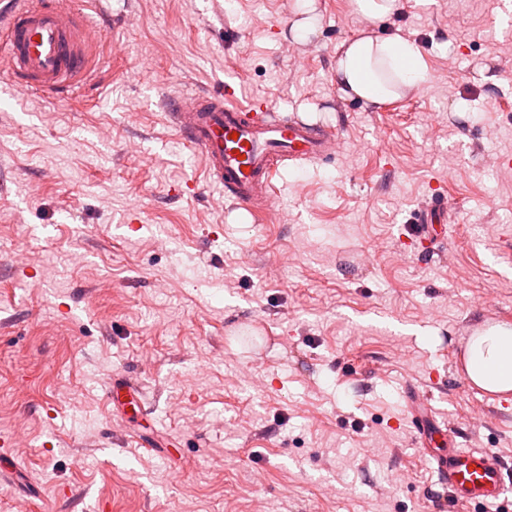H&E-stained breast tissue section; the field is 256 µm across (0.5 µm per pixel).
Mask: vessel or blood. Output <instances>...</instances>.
<instances>
[{
	"instance_id": "b4317fda",
	"label": "vessel or blood",
	"mask_w": 512,
	"mask_h": 512,
	"mask_svg": "<svg viewBox=\"0 0 512 512\" xmlns=\"http://www.w3.org/2000/svg\"><path fill=\"white\" fill-rule=\"evenodd\" d=\"M101 35L100 26L70 0H7L0 6V69L18 93L72 96L92 78ZM170 117L181 140L200 152L207 181L255 218L274 201L282 161L324 160L336 152L335 139L305 122L275 118L266 100L240 102L230 79L223 92L174 100ZM446 215L442 201L420 210V235L443 234ZM406 400L419 452L449 500L467 512L504 500L512 491V468L483 448L439 452L434 442L444 429L435 409L414 389Z\"/></svg>"
}]
</instances>
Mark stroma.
<instances>
[{
    "label": "stroma",
    "mask_w": 512,
    "mask_h": 512,
    "mask_svg": "<svg viewBox=\"0 0 512 512\" xmlns=\"http://www.w3.org/2000/svg\"><path fill=\"white\" fill-rule=\"evenodd\" d=\"M107 37L81 96L0 71V441L25 478L0 512H439L405 393L440 447L512 464V393L473 391L468 333L512 325V0H75ZM367 31L419 47L425 81L379 106L333 80ZM334 130L287 164L262 222L206 185L174 96L225 79ZM448 200L425 256L415 219ZM136 230H129V223ZM264 321L259 348L226 331ZM141 385L146 408L108 403ZM350 13L371 23L400 11L401 0H349Z\"/></svg>",
    "instance_id": "stroma-1"
}]
</instances>
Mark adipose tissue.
Here are the masks:
<instances>
[{
  "label": "adipose tissue",
  "instance_id": "obj_1",
  "mask_svg": "<svg viewBox=\"0 0 512 512\" xmlns=\"http://www.w3.org/2000/svg\"><path fill=\"white\" fill-rule=\"evenodd\" d=\"M418 46L403 37L359 34L342 45L336 61L338 90L373 105L399 97L425 79ZM465 372L477 387L492 393L512 392V326L490 325L471 336Z\"/></svg>",
  "mask_w": 512,
  "mask_h": 512
}]
</instances>
